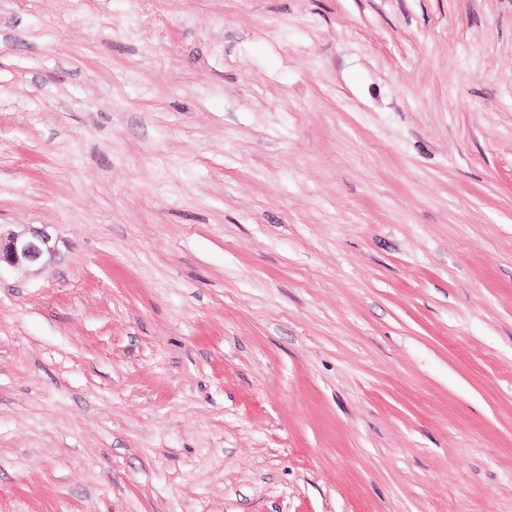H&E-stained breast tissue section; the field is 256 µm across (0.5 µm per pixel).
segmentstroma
<instances>
[{"mask_svg": "<svg viewBox=\"0 0 512 512\" xmlns=\"http://www.w3.org/2000/svg\"><path fill=\"white\" fill-rule=\"evenodd\" d=\"M0 512H512V0H0ZM54 252L52 237L46 232L17 233L10 232L6 236L0 232V269L31 267L41 264L46 267L45 260Z\"/></svg>", "mask_w": 512, "mask_h": 512, "instance_id": "1", "label": "stroma"}]
</instances>
